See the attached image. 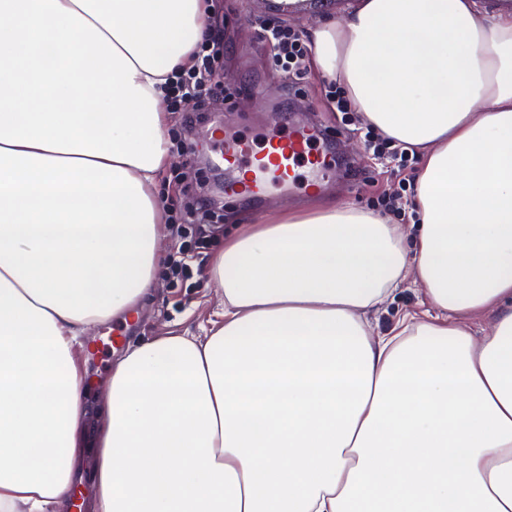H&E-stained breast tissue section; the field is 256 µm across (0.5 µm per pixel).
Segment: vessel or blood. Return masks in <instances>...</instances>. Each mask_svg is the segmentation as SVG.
<instances>
[{"label":"vessel or blood","mask_w":512,"mask_h":512,"mask_svg":"<svg viewBox=\"0 0 512 512\" xmlns=\"http://www.w3.org/2000/svg\"><path fill=\"white\" fill-rule=\"evenodd\" d=\"M320 136V130L314 128H294L284 136L270 139L261 149L249 140L228 136L224 139V162L241 170L242 188L259 199L267 192L269 178L290 184L303 167L312 174H320L323 160L313 148Z\"/></svg>","instance_id":"1"}]
</instances>
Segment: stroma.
Returning a JSON list of instances; mask_svg holds the SVG:
<instances>
[{
	"instance_id": "obj_1",
	"label": "stroma",
	"mask_w": 512,
	"mask_h": 512,
	"mask_svg": "<svg viewBox=\"0 0 512 512\" xmlns=\"http://www.w3.org/2000/svg\"><path fill=\"white\" fill-rule=\"evenodd\" d=\"M274 0H215V19L224 35L223 56L216 68L215 93L207 111L198 113L192 132L171 119L168 134L174 144L167 169L168 182L159 189L163 204L193 205L197 194L215 199L213 230L197 276L187 281L170 278L158 268L155 289L128 321L113 320L92 326L83 336L77 356L89 365V391L97 393L112 372L115 353L127 342L159 336H200L219 322L224 308L222 289L210 274L213 256L236 225L276 218L292 209H315L330 202L374 209L377 191L394 192L398 180L391 164L363 153L364 142L347 130L324 102L323 79L311 74L295 93L271 62L270 50L260 38L259 26L279 22ZM295 125L325 130L328 141L320 148L326 174L320 184L299 179L295 191L273 186L265 202L226 194L223 185L234 171L218 157L224 134L231 131L263 145L266 137L286 133ZM370 173L369 186L360 178ZM428 308L418 286L397 289L375 314L376 332L390 330L405 313L422 314Z\"/></svg>"
}]
</instances>
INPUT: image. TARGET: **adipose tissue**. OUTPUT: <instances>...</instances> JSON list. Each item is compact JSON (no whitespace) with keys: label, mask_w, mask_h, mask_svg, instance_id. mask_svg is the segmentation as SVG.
Returning <instances> with one entry per match:
<instances>
[{"label":"adipose tissue","mask_w":512,"mask_h":512,"mask_svg":"<svg viewBox=\"0 0 512 512\" xmlns=\"http://www.w3.org/2000/svg\"><path fill=\"white\" fill-rule=\"evenodd\" d=\"M311 65L417 149L414 240L349 204L247 224L224 323L76 347L152 293L162 89L206 0H0V512H512V5L321 0ZM429 305L382 336L404 279ZM488 321L482 335L470 322Z\"/></svg>","instance_id":"obj_1"}]
</instances>
